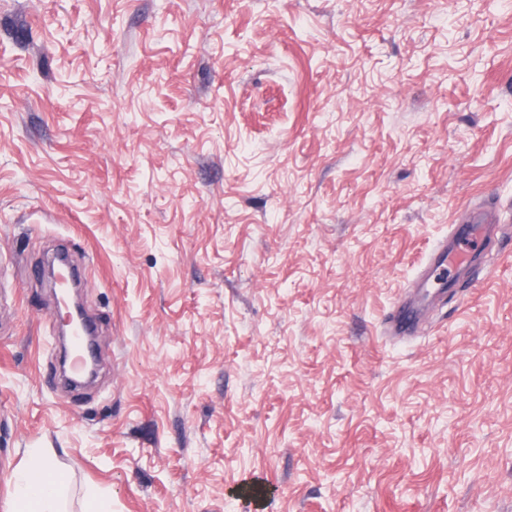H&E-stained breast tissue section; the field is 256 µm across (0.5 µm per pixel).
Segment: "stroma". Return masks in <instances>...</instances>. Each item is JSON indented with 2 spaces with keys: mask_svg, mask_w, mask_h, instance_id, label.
Wrapping results in <instances>:
<instances>
[{
  "mask_svg": "<svg viewBox=\"0 0 512 512\" xmlns=\"http://www.w3.org/2000/svg\"><path fill=\"white\" fill-rule=\"evenodd\" d=\"M490 200L507 256L389 337ZM34 448L66 512H512V0H0V512Z\"/></svg>",
  "mask_w": 512,
  "mask_h": 512,
  "instance_id": "obj_1",
  "label": "stroma"
}]
</instances>
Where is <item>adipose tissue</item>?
Here are the masks:
<instances>
[{
  "instance_id": "ef3b65f1",
  "label": "adipose tissue",
  "mask_w": 512,
  "mask_h": 512,
  "mask_svg": "<svg viewBox=\"0 0 512 512\" xmlns=\"http://www.w3.org/2000/svg\"><path fill=\"white\" fill-rule=\"evenodd\" d=\"M42 465L36 454L24 468L8 475L7 481L13 487L9 512H64L67 484L38 479L37 471Z\"/></svg>"
}]
</instances>
